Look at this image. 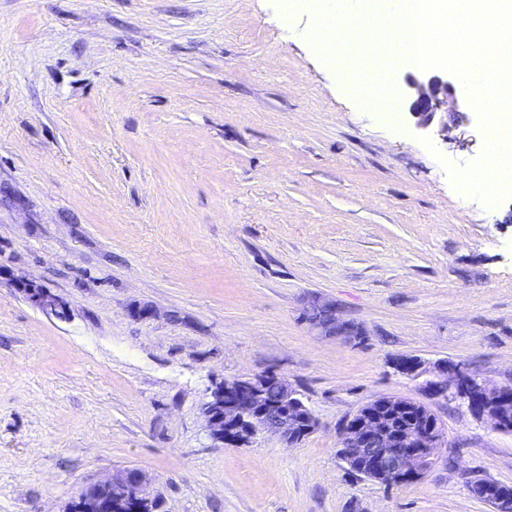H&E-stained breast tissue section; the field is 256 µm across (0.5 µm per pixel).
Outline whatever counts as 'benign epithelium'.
Listing matches in <instances>:
<instances>
[{
  "label": "benign epithelium",
  "instance_id": "obj_1",
  "mask_svg": "<svg viewBox=\"0 0 512 512\" xmlns=\"http://www.w3.org/2000/svg\"><path fill=\"white\" fill-rule=\"evenodd\" d=\"M410 113L421 124L448 108L453 97L450 78L439 75L410 77ZM26 298L47 313L65 319L69 306L49 291L21 283ZM305 317L326 336L356 338L361 330L352 321L337 317L335 306L316 296L307 301ZM399 374L425 377L428 397L458 401L478 418L500 431L512 430V385L490 384L463 365L439 361L433 369L414 356L395 359ZM202 414L212 440L243 444L260 434H271L292 445L301 442L319 425L313 411H302L298 391L275 372L225 379L211 389ZM339 454L353 473L389 486L420 478L434 463L437 448L445 441L442 423L425 404L398 397L374 399L364 404L340 426ZM145 476L127 470L100 482L75 500L67 512H112L106 492L117 493L122 512H149L150 495Z\"/></svg>",
  "mask_w": 512,
  "mask_h": 512
}]
</instances>
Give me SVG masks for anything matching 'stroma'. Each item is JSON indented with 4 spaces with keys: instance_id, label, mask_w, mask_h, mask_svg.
I'll use <instances>...</instances> for the list:
<instances>
[{
    "instance_id": "obj_1",
    "label": "stroma",
    "mask_w": 512,
    "mask_h": 512,
    "mask_svg": "<svg viewBox=\"0 0 512 512\" xmlns=\"http://www.w3.org/2000/svg\"><path fill=\"white\" fill-rule=\"evenodd\" d=\"M311 3L0 0V512H65L129 469L158 512H493L470 478L512 486V432L393 368L512 383V195L452 180L487 134L460 83L418 126L387 20L399 119L368 111ZM312 295L362 339L311 329ZM265 371L318 429L216 447L212 385ZM386 395L445 428L391 487L338 455L341 420ZM19 289L24 293L29 301L46 313H51L60 319L68 317V304L44 288L32 283L21 282V288Z\"/></svg>"
}]
</instances>
